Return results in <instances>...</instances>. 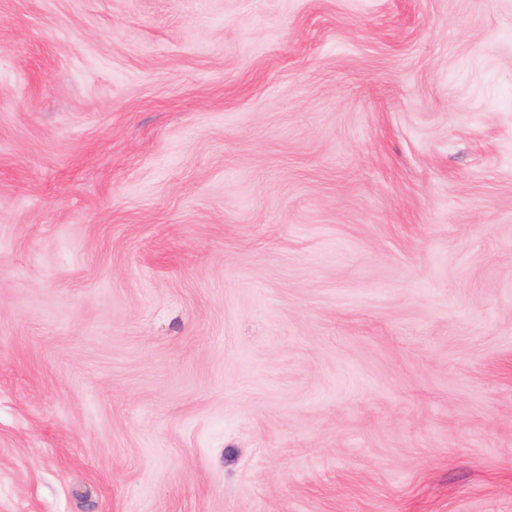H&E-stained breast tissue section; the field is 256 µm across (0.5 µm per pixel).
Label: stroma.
I'll return each instance as SVG.
<instances>
[{
  "label": "stroma",
  "instance_id": "stroma-1",
  "mask_svg": "<svg viewBox=\"0 0 512 512\" xmlns=\"http://www.w3.org/2000/svg\"><path fill=\"white\" fill-rule=\"evenodd\" d=\"M0 512H512V0H0Z\"/></svg>",
  "mask_w": 512,
  "mask_h": 512
}]
</instances>
